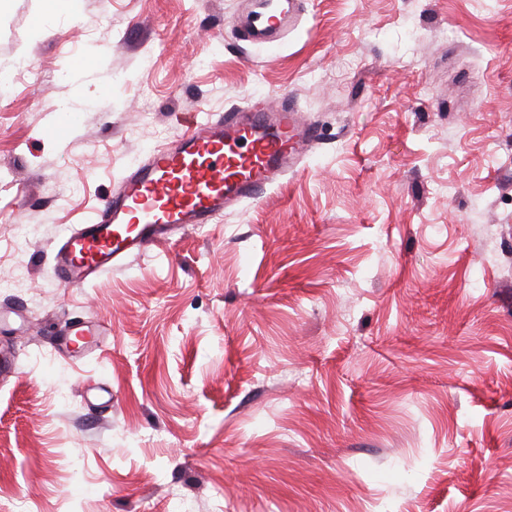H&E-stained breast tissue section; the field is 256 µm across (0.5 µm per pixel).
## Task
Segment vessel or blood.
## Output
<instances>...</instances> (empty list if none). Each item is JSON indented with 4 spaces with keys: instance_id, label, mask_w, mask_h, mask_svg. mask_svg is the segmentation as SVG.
I'll return each mask as SVG.
<instances>
[{
    "instance_id": "obj_1",
    "label": "vessel or blood",
    "mask_w": 512,
    "mask_h": 512,
    "mask_svg": "<svg viewBox=\"0 0 512 512\" xmlns=\"http://www.w3.org/2000/svg\"><path fill=\"white\" fill-rule=\"evenodd\" d=\"M299 0H251L244 37L266 44L293 25ZM316 130L288 100H261L223 117L193 123L154 149L103 199L84 224L67 234L54 257L65 286L81 288L126 260L169 241L177 232L212 223L245 200H257L294 171ZM98 328L78 325L57 339L69 353Z\"/></svg>"
}]
</instances>
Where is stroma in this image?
Returning <instances> with one entry per match:
<instances>
[{
  "label": "stroma",
  "mask_w": 512,
  "mask_h": 512,
  "mask_svg": "<svg viewBox=\"0 0 512 512\" xmlns=\"http://www.w3.org/2000/svg\"><path fill=\"white\" fill-rule=\"evenodd\" d=\"M302 2L268 47L248 0H0V512H512V0ZM263 97L297 170L57 280L147 151ZM84 336H93L91 342L85 341ZM102 336L101 331L89 325H77L74 328L64 331L57 339V349L59 352L68 354L70 352L71 344H75L77 349L84 346L92 347L93 344L97 345V338Z\"/></svg>",
  "instance_id": "35a3bbf8"
}]
</instances>
